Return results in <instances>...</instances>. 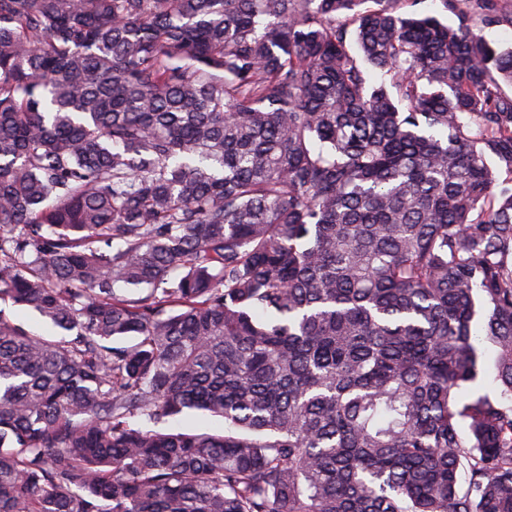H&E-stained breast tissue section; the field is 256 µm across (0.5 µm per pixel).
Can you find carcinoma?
Instances as JSON below:
<instances>
[{"mask_svg":"<svg viewBox=\"0 0 512 512\" xmlns=\"http://www.w3.org/2000/svg\"><path fill=\"white\" fill-rule=\"evenodd\" d=\"M364 2L0 0V512H512V0Z\"/></svg>","mask_w":512,"mask_h":512,"instance_id":"cac0c4a2","label":"carcinoma"}]
</instances>
